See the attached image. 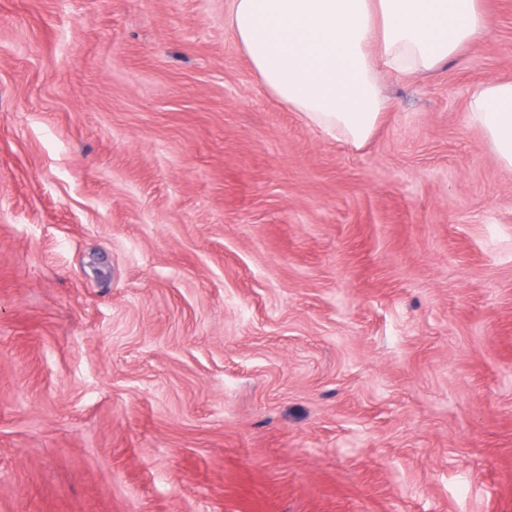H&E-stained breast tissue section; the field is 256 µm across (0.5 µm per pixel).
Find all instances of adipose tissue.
Returning <instances> with one entry per match:
<instances>
[{
	"instance_id": "ef3b65f1",
	"label": "adipose tissue",
	"mask_w": 512,
	"mask_h": 512,
	"mask_svg": "<svg viewBox=\"0 0 512 512\" xmlns=\"http://www.w3.org/2000/svg\"><path fill=\"white\" fill-rule=\"evenodd\" d=\"M228 24L273 98L357 149L391 107L380 68L429 72L490 30L481 0H229ZM468 119L512 170V81L475 88Z\"/></svg>"
}]
</instances>
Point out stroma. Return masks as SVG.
<instances>
[{
    "label": "stroma",
    "mask_w": 512,
    "mask_h": 512,
    "mask_svg": "<svg viewBox=\"0 0 512 512\" xmlns=\"http://www.w3.org/2000/svg\"><path fill=\"white\" fill-rule=\"evenodd\" d=\"M362 148L228 0H0V512H512V0ZM468 119L482 129L502 166L512 170V81L491 80L475 88Z\"/></svg>",
    "instance_id": "obj_1"
}]
</instances>
